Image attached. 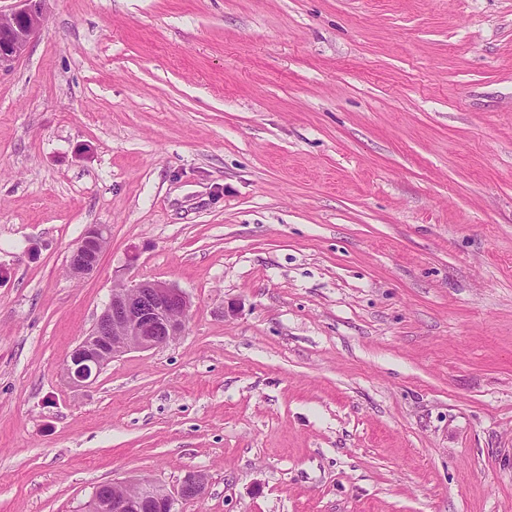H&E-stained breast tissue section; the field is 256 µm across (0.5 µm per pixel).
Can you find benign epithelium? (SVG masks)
<instances>
[{
  "instance_id": "1",
  "label": "benign epithelium",
  "mask_w": 512,
  "mask_h": 512,
  "mask_svg": "<svg viewBox=\"0 0 512 512\" xmlns=\"http://www.w3.org/2000/svg\"><path fill=\"white\" fill-rule=\"evenodd\" d=\"M15 2L10 13H0V69L23 55L45 20V0ZM108 236L103 225L87 227L69 253L72 275L84 278L96 271ZM190 308L191 301L182 290L163 282L144 279L112 289L109 303L66 363L69 383L87 386L116 356L159 348L174 340L183 334ZM206 486L199 472L185 474L173 492L145 478L114 481L108 484L110 493L96 499L94 508L97 512H176L178 502L201 499Z\"/></svg>"
}]
</instances>
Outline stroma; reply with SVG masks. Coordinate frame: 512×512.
<instances>
[{
	"label": "stroma",
	"instance_id": "35a3bbf8",
	"mask_svg": "<svg viewBox=\"0 0 512 512\" xmlns=\"http://www.w3.org/2000/svg\"><path fill=\"white\" fill-rule=\"evenodd\" d=\"M44 12L0 70V512L191 471L178 512H512V0ZM142 279L185 333L71 386ZM109 236L103 225L87 227L86 233L78 239L70 250L68 268L72 275L80 278L93 274L99 263V256Z\"/></svg>",
	"mask_w": 512,
	"mask_h": 512
}]
</instances>
